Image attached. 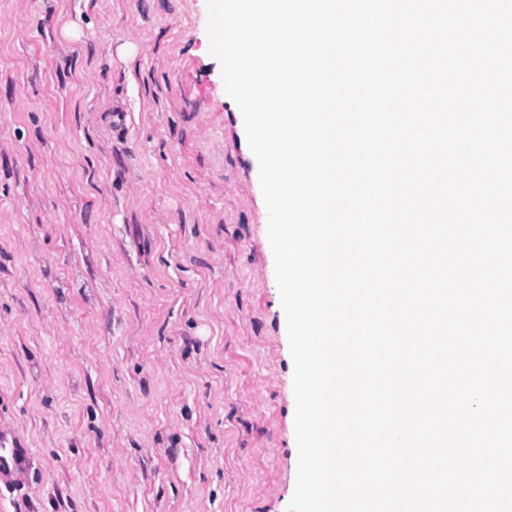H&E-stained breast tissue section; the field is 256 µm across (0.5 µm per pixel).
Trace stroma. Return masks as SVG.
<instances>
[{
  "mask_svg": "<svg viewBox=\"0 0 512 512\" xmlns=\"http://www.w3.org/2000/svg\"><path fill=\"white\" fill-rule=\"evenodd\" d=\"M207 25L0 0V442L31 451L0 512L288 510L294 364Z\"/></svg>",
  "mask_w": 512,
  "mask_h": 512,
  "instance_id": "35a3bbf8",
  "label": "stroma"
}]
</instances>
